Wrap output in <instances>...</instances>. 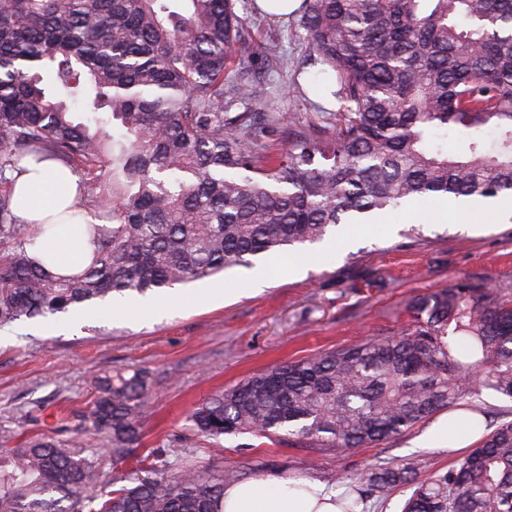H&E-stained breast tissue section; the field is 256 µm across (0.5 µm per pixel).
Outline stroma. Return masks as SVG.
Returning <instances> with one entry per match:
<instances>
[{
    "label": "stroma",
    "mask_w": 512,
    "mask_h": 512,
    "mask_svg": "<svg viewBox=\"0 0 512 512\" xmlns=\"http://www.w3.org/2000/svg\"><path fill=\"white\" fill-rule=\"evenodd\" d=\"M238 0L254 42L285 66L266 77L259 112H292L320 122L338 100L313 73L300 72L293 22ZM299 79L302 91L285 87ZM268 277L254 291L250 272L179 285L139 300L137 310L97 304L45 320L0 328V431L81 435L95 395L94 381L139 368L153 382V409L139 452L167 444L188 448L200 466L308 477L359 488L383 462L413 457L422 426L357 452L311 447L308 440L272 441L251 434L220 441L194 436L188 417L213 394L275 364L398 334L411 321V300L455 285L488 287L512 303V217L495 208L463 212L461 204L431 197L377 224H361L331 251L305 245L267 260Z\"/></svg>",
    "instance_id": "35a3bbf8"
}]
</instances>
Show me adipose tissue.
Listing matches in <instances>:
<instances>
[{
  "label": "adipose tissue",
  "mask_w": 512,
  "mask_h": 512,
  "mask_svg": "<svg viewBox=\"0 0 512 512\" xmlns=\"http://www.w3.org/2000/svg\"><path fill=\"white\" fill-rule=\"evenodd\" d=\"M79 199L78 178L59 162L26 161L16 176L13 211L20 223L42 224L71 210ZM484 433L476 411H451L416 440L420 449H460ZM340 492L323 483L270 473L224 491V512H342Z\"/></svg>",
  "instance_id": "1"
}]
</instances>
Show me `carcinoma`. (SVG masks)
Here are the masks:
<instances>
[{
	"label": "carcinoma",
	"mask_w": 512,
	"mask_h": 512,
	"mask_svg": "<svg viewBox=\"0 0 512 512\" xmlns=\"http://www.w3.org/2000/svg\"><path fill=\"white\" fill-rule=\"evenodd\" d=\"M168 2L0 0V328L251 268L427 196L512 195V0H302L303 63L346 103L332 125L253 110L257 68L283 59L251 42L234 0H183L181 12ZM445 130L468 134L465 152L448 154ZM27 158L70 168L82 187L70 218L98 220L71 225L73 274L52 269L60 225L13 213L6 172ZM411 310L396 336L213 395L190 415L195 435L352 451L481 388L512 399V306L457 287ZM151 387L139 369L98 378L83 441L1 434L0 512H224L238 472L202 470L183 448L136 453ZM104 456L128 468L107 480ZM428 467L420 456L380 464L341 508L364 512ZM402 512H512V421L418 483Z\"/></svg>",
	"instance_id": "carcinoma-1"
}]
</instances>
